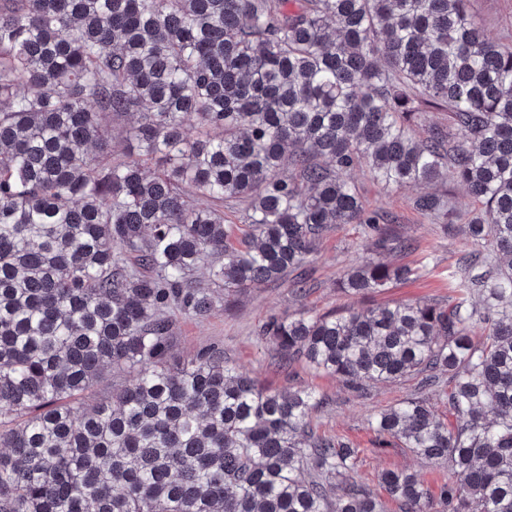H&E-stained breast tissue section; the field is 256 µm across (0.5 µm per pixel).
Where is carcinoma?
Instances as JSON below:
<instances>
[{
	"label": "carcinoma",
	"instance_id": "carcinoma-1",
	"mask_svg": "<svg viewBox=\"0 0 512 512\" xmlns=\"http://www.w3.org/2000/svg\"><path fill=\"white\" fill-rule=\"evenodd\" d=\"M127 114L118 153L106 118ZM360 168L464 187L458 296L258 336L355 388L448 378V419L425 398L370 418L448 477L381 483L401 512H512V48L469 0H0V512H385L356 450L312 427L321 398L215 346L174 354L168 317L215 309L200 266L227 296L284 280L335 224L411 249L346 180ZM412 274L365 262L339 288ZM123 366L131 383L74 407Z\"/></svg>",
	"mask_w": 512,
	"mask_h": 512
}]
</instances>
